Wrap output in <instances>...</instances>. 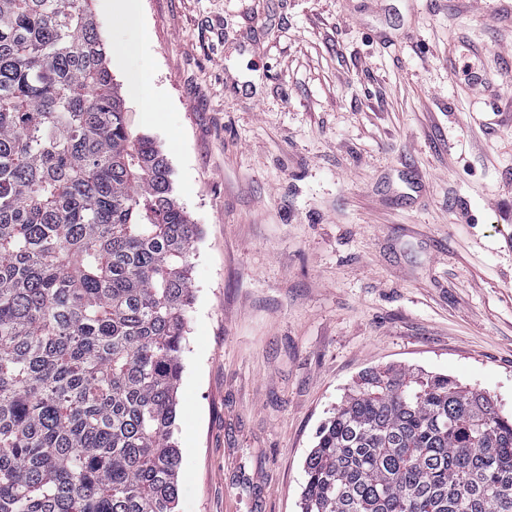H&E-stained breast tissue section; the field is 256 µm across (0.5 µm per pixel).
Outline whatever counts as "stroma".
I'll return each mask as SVG.
<instances>
[{
    "instance_id": "obj_1",
    "label": "stroma",
    "mask_w": 512,
    "mask_h": 512,
    "mask_svg": "<svg viewBox=\"0 0 512 512\" xmlns=\"http://www.w3.org/2000/svg\"><path fill=\"white\" fill-rule=\"evenodd\" d=\"M90 8L201 229L178 512H299L316 431L368 367L512 415V0H139L132 54L110 0ZM134 96L142 111L149 113L163 112V107L156 98L149 63L145 58L139 65L134 84Z\"/></svg>"
}]
</instances>
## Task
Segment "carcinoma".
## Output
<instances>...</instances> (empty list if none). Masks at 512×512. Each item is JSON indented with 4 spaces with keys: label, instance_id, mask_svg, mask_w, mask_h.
<instances>
[{
    "label": "carcinoma",
    "instance_id": "cac0c4a2",
    "mask_svg": "<svg viewBox=\"0 0 512 512\" xmlns=\"http://www.w3.org/2000/svg\"><path fill=\"white\" fill-rule=\"evenodd\" d=\"M88 0H0V512H177L200 236L133 132ZM301 512H512V419L370 368L316 432Z\"/></svg>",
    "mask_w": 512,
    "mask_h": 512
}]
</instances>
